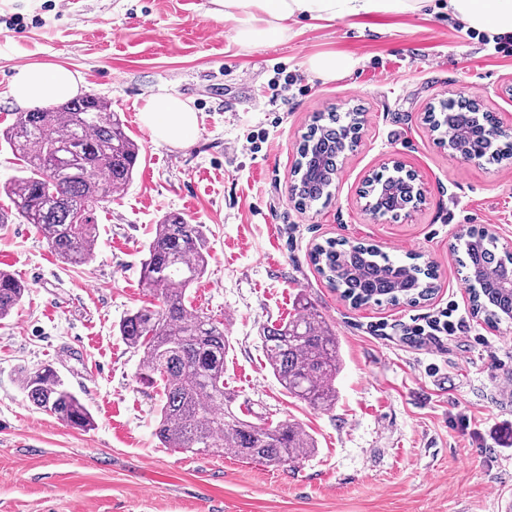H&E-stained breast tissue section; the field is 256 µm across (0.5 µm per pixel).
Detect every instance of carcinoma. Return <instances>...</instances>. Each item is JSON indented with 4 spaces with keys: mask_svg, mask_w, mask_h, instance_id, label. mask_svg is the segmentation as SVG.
I'll return each instance as SVG.
<instances>
[{
    "mask_svg": "<svg viewBox=\"0 0 512 512\" xmlns=\"http://www.w3.org/2000/svg\"><path fill=\"white\" fill-rule=\"evenodd\" d=\"M487 120L477 112H460L446 100L439 111L426 115L433 131L456 132L450 148L462 158L489 164L512 158V143L501 147L487 140ZM362 122V113L354 109L343 116L321 114L301 136L292 174L298 206L311 207L331 197L338 158ZM0 140L20 162V174L0 186L15 215L34 225L64 262L89 264L97 245L91 211L131 182L140 155V145L111 103L87 94L19 111ZM410 192L411 182L397 172L369 181V193L388 209ZM147 251L140 280L154 303L126 314L118 331L130 348L142 352L140 380L162 387L156 435L163 447L190 452L216 448L266 466L313 454V438L297 424L258 425L228 408L224 323L191 312L187 294L209 264L204 225L169 213L156 225ZM455 251L462 254L458 263L469 281L473 313L488 323L512 319V287L506 282L512 275V252L499 249L483 227L466 229ZM310 258L328 284L356 305L416 303L436 290L432 265L393 260L372 245L329 239L315 245ZM25 292L19 278L0 269V320L11 315ZM261 340L268 365L288 394L313 408L335 406L341 350L311 303H299L294 318L263 327ZM20 386L33 406L67 425L93 426L86 405L51 366L22 371Z\"/></svg>",
    "mask_w": 512,
    "mask_h": 512,
    "instance_id": "carcinoma-1",
    "label": "carcinoma"
}]
</instances>
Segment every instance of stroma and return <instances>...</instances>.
<instances>
[{
  "mask_svg": "<svg viewBox=\"0 0 512 512\" xmlns=\"http://www.w3.org/2000/svg\"><path fill=\"white\" fill-rule=\"evenodd\" d=\"M0 0V129L17 105V68L61 62L119 112L141 155L130 184L97 209L96 257L63 263L34 225L0 226V268L28 287L0 321V512H503L512 505V321L472 314L453 246L470 226L512 244V162L468 161L424 120L443 100L472 97L512 130V55L469 37L429 0L415 14L302 20L283 44L239 45L211 0ZM36 19L8 29L13 14ZM336 51L358 64L323 81L309 56ZM296 78L272 101L277 74ZM174 94L197 111L191 138L154 140L139 110ZM360 109L356 146L338 166L328 201L290 199L301 136L316 115ZM263 133L259 152L246 138ZM413 172L425 202L398 218L366 210L368 177ZM180 213L205 227L210 261L188 295L223 321L224 387L261 424L289 420L314 455L277 469L220 452L163 447L155 435L159 388L139 381L140 353L116 326L148 305L140 269L156 224ZM328 239L377 246L394 260L422 255L438 288L416 304L353 305L310 259ZM311 301L341 345L336 405L290 397L259 334ZM473 338L407 331L449 302ZM53 365L90 410L86 430L36 409L22 370Z\"/></svg>",
  "mask_w": 512,
  "mask_h": 512,
  "instance_id": "stroma-1",
  "label": "stroma"
}]
</instances>
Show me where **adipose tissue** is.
<instances>
[{
  "mask_svg": "<svg viewBox=\"0 0 512 512\" xmlns=\"http://www.w3.org/2000/svg\"><path fill=\"white\" fill-rule=\"evenodd\" d=\"M215 15L230 22L233 38L247 47L282 43L302 19L332 21L373 14L420 12L428 0H212ZM448 11L466 28L512 36V0H448ZM83 78L61 63H33L20 68L10 94L22 106L56 104L81 95ZM151 136L183 145L198 126V114L185 100L153 96L140 110Z\"/></svg>",
  "mask_w": 512,
  "mask_h": 512,
  "instance_id": "obj_1",
  "label": "adipose tissue"
}]
</instances>
